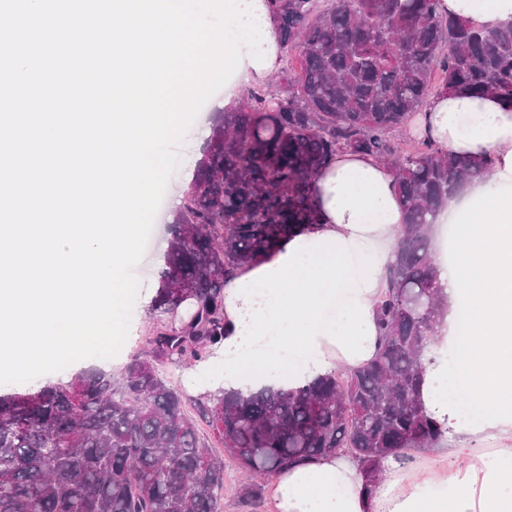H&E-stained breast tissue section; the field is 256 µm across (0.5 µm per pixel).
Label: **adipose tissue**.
<instances>
[{"label":"adipose tissue","instance_id":"ef3b65f1","mask_svg":"<svg viewBox=\"0 0 512 512\" xmlns=\"http://www.w3.org/2000/svg\"><path fill=\"white\" fill-rule=\"evenodd\" d=\"M453 15L497 26L512 0H442ZM420 133L455 155H484L487 177L436 217L453 251L435 249L447 300L424 358L420 400L442 426L448 467L410 479L386 462L365 492L349 454L297 465L271 481L273 512H512V109L493 98L432 99ZM319 219L224 286L222 368L208 391L292 390L337 367L369 363L378 348L376 304L406 213L391 170L346 150L313 179Z\"/></svg>","mask_w":512,"mask_h":512}]
</instances>
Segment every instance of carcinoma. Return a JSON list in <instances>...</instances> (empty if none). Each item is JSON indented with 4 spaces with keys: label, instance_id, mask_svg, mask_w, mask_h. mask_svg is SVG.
<instances>
[{
    "label": "carcinoma",
    "instance_id": "obj_1",
    "mask_svg": "<svg viewBox=\"0 0 512 512\" xmlns=\"http://www.w3.org/2000/svg\"><path fill=\"white\" fill-rule=\"evenodd\" d=\"M440 2L266 0L286 96L256 85L213 123L168 226L148 353L117 377L89 369L0 395V512H224V462L188 405L263 479L344 450L371 487L387 459L440 444L419 402L421 357L443 310L430 217L488 161L458 159L428 136L402 156L393 134L433 95L512 106V22L483 26ZM340 149L391 167L407 215L377 306L376 358L292 392L192 397L169 386L162 364L203 361L224 343V283L315 223L312 180Z\"/></svg>",
    "mask_w": 512,
    "mask_h": 512
}]
</instances>
